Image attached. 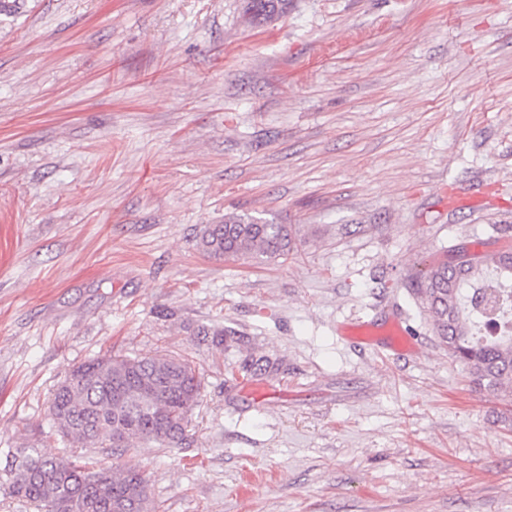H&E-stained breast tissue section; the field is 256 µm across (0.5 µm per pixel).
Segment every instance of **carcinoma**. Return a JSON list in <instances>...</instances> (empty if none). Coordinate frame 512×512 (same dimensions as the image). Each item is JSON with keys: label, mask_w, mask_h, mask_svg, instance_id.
<instances>
[{"label": "carcinoma", "mask_w": 512, "mask_h": 512, "mask_svg": "<svg viewBox=\"0 0 512 512\" xmlns=\"http://www.w3.org/2000/svg\"><path fill=\"white\" fill-rule=\"evenodd\" d=\"M291 0H245V16L256 26L288 14ZM198 248L210 259L276 260L294 251L286 224H260L227 214L222 224L200 230ZM432 328L448 354L463 363L475 388L512 402V253L479 254L450 266L438 262L411 278ZM200 382L187 359L98 357L73 367L50 401L53 427L82 448H122L157 443L189 444L188 416L198 403ZM10 493L48 512H152L140 470L117 464L95 471L72 453L43 455L27 441L6 454L0 470Z\"/></svg>", "instance_id": "obj_1"}]
</instances>
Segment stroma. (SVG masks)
Returning a JSON list of instances; mask_svg holds the SVG:
<instances>
[{"label":"stroma","instance_id":"35a3bbf8","mask_svg":"<svg viewBox=\"0 0 512 512\" xmlns=\"http://www.w3.org/2000/svg\"><path fill=\"white\" fill-rule=\"evenodd\" d=\"M0 14V457L100 356L188 359L156 512H512V408L409 278L512 249V0H24ZM292 225L216 262L203 225ZM404 319L405 355L345 338ZM261 356L279 369L244 381ZM290 0H246L245 16L250 24L262 26L288 14ZM197 246L215 261L241 258L269 261L287 257L296 243L288 224H259L245 215L227 214L224 224L203 226Z\"/></svg>","mask_w":512,"mask_h":512}]
</instances>
